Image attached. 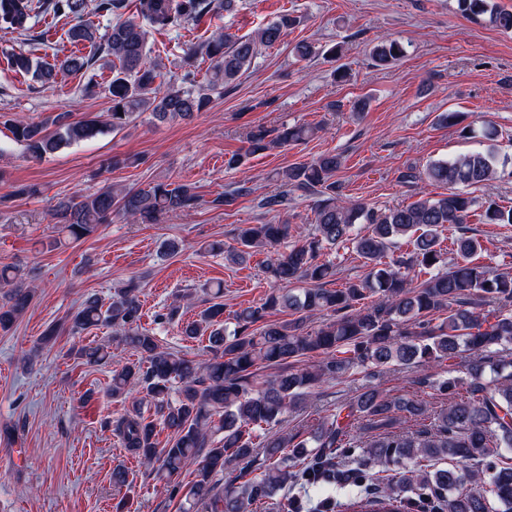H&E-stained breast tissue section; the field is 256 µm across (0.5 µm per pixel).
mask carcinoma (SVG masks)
Here are the masks:
<instances>
[{
	"label": "carcinoma",
	"instance_id": "carcinoma-1",
	"mask_svg": "<svg viewBox=\"0 0 512 512\" xmlns=\"http://www.w3.org/2000/svg\"><path fill=\"white\" fill-rule=\"evenodd\" d=\"M242 0H137L138 18H123L126 0H98L96 10L113 16L103 52L112 57L106 87L111 106L103 119L71 120L61 112L44 122L0 114L27 155L40 160L60 148L105 132L118 133L143 114L159 122L185 120L202 111L209 92L224 90L254 64L258 48L279 45L297 19L285 13L253 36L238 37L217 29L200 48L212 63L208 84L197 87L189 69L180 84L161 79L158 65L146 61V31L179 30L216 10L233 12ZM460 12L483 18L491 27L512 30V11L491 0H457ZM88 0H0V26L18 34L32 29L41 15L75 21L68 37L76 44H96L94 24L84 20ZM404 54L396 41H381L373 57L381 65ZM94 57L71 54L41 64L22 52L11 55L17 73L32 76L37 90L76 73L85 76L82 93H101ZM478 147L449 159L428 162L402 178L448 186V194L378 212L361 202L342 199L335 180L341 157L323 153L310 162L276 172L281 185L317 196L315 234L290 242L288 219L253 224L239 230L236 245L224 258L240 264L255 252L270 250L264 272L281 287L258 306L233 311L224 324V288H203L208 306L185 323L189 338L208 337L209 357L193 361L160 345L142 327L138 285L131 281L104 300L87 295L70 318V330L111 327L116 336L105 344L84 346L79 358L99 365L111 358L112 342L140 355L112 370L114 397L139 394L138 405L154 409L116 421L124 448L155 474L171 496L174 479L196 474L187 512H512V273L475 261L480 242L469 235L475 217L481 224L512 226V207L479 202L462 188L495 178L499 158L493 126L461 130ZM313 135L305 125L256 127L246 134L254 154L304 142ZM200 198L180 181L147 189L114 184L80 192L57 202L51 212L58 233L79 242L119 214L134 224H157L168 213L196 208ZM261 208H288V193L265 196ZM369 225L367 233L356 229ZM453 230L456 257L446 259L442 231ZM288 244V250L279 246ZM407 249H402V246ZM352 250L364 260L367 275L342 288L336 263L327 251ZM426 278L417 280L419 275ZM300 287H294V284ZM0 330L11 329L27 308L34 289L15 265L0 266ZM495 308L484 312L482 306ZM290 318L269 321L268 313ZM327 315L316 329L307 318ZM467 353L465 372L457 359ZM313 353L322 359L307 367L294 363ZM280 366L273 378L257 381V366ZM417 368L420 391L444 401L399 400L374 385L356 390L332 413L318 418L309 436L281 429L282 416L303 402L311 390L358 371L378 378L392 367ZM417 422L400 431L397 414ZM168 431L158 447L157 436ZM263 462H258V456ZM233 463L238 474L221 485L214 477ZM405 473L378 482L380 472Z\"/></svg>",
	"mask_w": 512,
	"mask_h": 512
}]
</instances>
